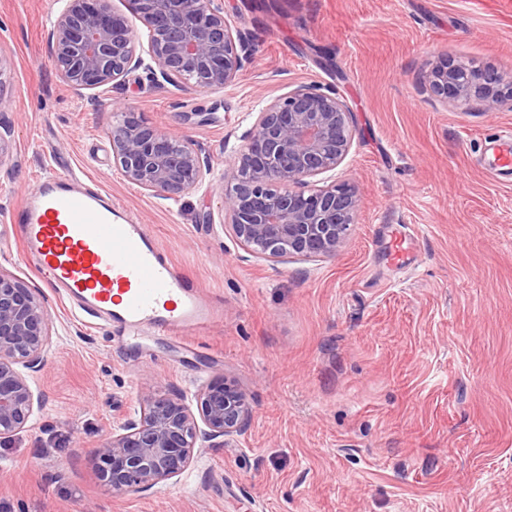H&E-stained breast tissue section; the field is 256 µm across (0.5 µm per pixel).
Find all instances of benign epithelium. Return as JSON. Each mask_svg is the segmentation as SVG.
<instances>
[{
  "label": "benign epithelium",
  "instance_id": "7a95c632",
  "mask_svg": "<svg viewBox=\"0 0 512 512\" xmlns=\"http://www.w3.org/2000/svg\"><path fill=\"white\" fill-rule=\"evenodd\" d=\"M47 40L51 65L79 95L120 89L144 70L156 85L222 88L236 82L249 55L241 33L224 20L220 0H138L136 35L112 0H58ZM444 107L473 100L497 111L512 101V80L489 66L444 61L423 75ZM112 156L125 182L166 199L218 186L224 222L251 253L274 261L331 256L355 223L361 190L355 183L315 187L352 141L351 108L333 90L298 86L267 102L240 136L232 166L219 176L202 149L138 119L112 99ZM52 336L34 289L0 266V443L31 427L42 407L30 373ZM187 396L140 393L130 411L90 453L99 480L124 494L148 491L182 474L195 449L242 432L250 417L246 394L232 381Z\"/></svg>",
  "mask_w": 512,
  "mask_h": 512
}]
</instances>
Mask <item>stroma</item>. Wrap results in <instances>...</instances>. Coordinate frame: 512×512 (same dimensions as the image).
Here are the masks:
<instances>
[{"label": "stroma", "mask_w": 512, "mask_h": 512, "mask_svg": "<svg viewBox=\"0 0 512 512\" xmlns=\"http://www.w3.org/2000/svg\"><path fill=\"white\" fill-rule=\"evenodd\" d=\"M249 45L223 89L117 96L200 145L214 171L270 99L300 85L352 109L336 170L363 190L333 257L272 261L222 228L219 192L170 200L114 171L112 111L81 99L50 63L57 0H0V266L53 325L33 380L43 408L0 444V512H512V170L486 173L488 138L512 110L442 108L421 81L436 62L512 74V0H223ZM210 113L200 121V113ZM90 179L145 224L176 268L222 302L223 323L190 344L113 342L73 317L15 241L9 212L55 174ZM414 239L393 265L386 234ZM234 380L252 415L181 476L114 495L90 450L141 389L194 395Z\"/></svg>", "instance_id": "35a3bbf8"}]
</instances>
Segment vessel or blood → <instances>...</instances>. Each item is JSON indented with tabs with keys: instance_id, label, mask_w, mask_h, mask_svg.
<instances>
[{
	"instance_id": "b4317fda",
	"label": "vessel or blood",
	"mask_w": 512,
	"mask_h": 512,
	"mask_svg": "<svg viewBox=\"0 0 512 512\" xmlns=\"http://www.w3.org/2000/svg\"><path fill=\"white\" fill-rule=\"evenodd\" d=\"M492 157L490 175L512 168V136L494 140ZM11 222L24 253L80 314L131 336L148 330L176 340L204 335L219 320L144 225L76 176L29 189Z\"/></svg>"
}]
</instances>
